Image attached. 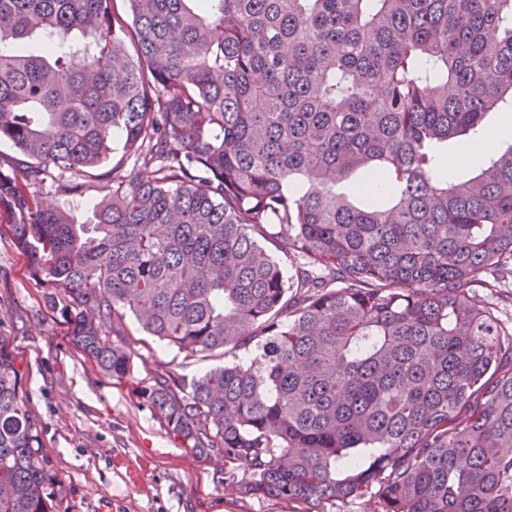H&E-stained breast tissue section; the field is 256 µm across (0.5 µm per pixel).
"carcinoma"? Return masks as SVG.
<instances>
[{
	"label": "carcinoma",
	"instance_id": "1",
	"mask_svg": "<svg viewBox=\"0 0 512 512\" xmlns=\"http://www.w3.org/2000/svg\"><path fill=\"white\" fill-rule=\"evenodd\" d=\"M2 45L0 201L104 374L132 379L128 315L180 353L254 342L132 389L239 494L512 512V333L469 296L512 260V143L441 175L512 102V0H0ZM117 135L92 223L43 205ZM37 443L0 352V512H54Z\"/></svg>",
	"mask_w": 512,
	"mask_h": 512
}]
</instances>
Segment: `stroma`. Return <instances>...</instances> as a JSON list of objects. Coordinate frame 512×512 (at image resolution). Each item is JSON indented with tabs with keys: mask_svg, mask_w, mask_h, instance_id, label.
<instances>
[{
	"mask_svg": "<svg viewBox=\"0 0 512 512\" xmlns=\"http://www.w3.org/2000/svg\"><path fill=\"white\" fill-rule=\"evenodd\" d=\"M111 180L92 177L82 195L43 190L45 205L89 222L111 192ZM16 215L0 206V340L22 372L24 402L41 432L42 455L55 475L56 512H303L281 498H244L224 481L223 461L199 458L170 435L131 382L101 372L75 344L52 289L32 279L29 258L8 230ZM470 296L493 307L512 327V270L495 268ZM134 380L170 372L191 380L244 358L192 357L145 334L133 319L123 327Z\"/></svg>",
	"mask_w": 512,
	"mask_h": 512,
	"instance_id": "stroma-1",
	"label": "stroma"
}]
</instances>
